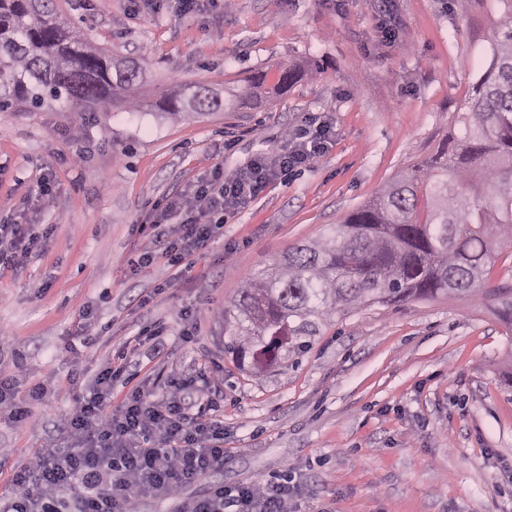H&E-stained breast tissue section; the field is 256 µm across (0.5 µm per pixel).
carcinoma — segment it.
<instances>
[{
  "label": "carcinoma",
  "instance_id": "carcinoma-1",
  "mask_svg": "<svg viewBox=\"0 0 512 512\" xmlns=\"http://www.w3.org/2000/svg\"><path fill=\"white\" fill-rule=\"evenodd\" d=\"M128 63L92 45L52 0H0V112L60 102L78 111L153 107L145 73L124 76ZM248 96L186 83L163 98L158 116L236 112ZM456 121L462 135L452 147L409 165L327 236L248 277L224 310L235 323L225 349L237 362L281 359L335 314L409 299L479 292L512 331V284L492 281L503 247L512 249V4Z\"/></svg>",
  "mask_w": 512,
  "mask_h": 512
}]
</instances>
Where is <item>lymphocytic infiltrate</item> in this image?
I'll use <instances>...</instances> for the list:
<instances>
[{
  "label": "lymphocytic infiltrate",
  "instance_id": "f902f5d3",
  "mask_svg": "<svg viewBox=\"0 0 512 512\" xmlns=\"http://www.w3.org/2000/svg\"><path fill=\"white\" fill-rule=\"evenodd\" d=\"M332 127L309 120L286 133L272 157H256L227 173L216 169L191 189L154 209L139 233L149 247L128 259L131 272L148 273L157 259L186 267L188 258L207 248L228 217L252 203L289 171L322 157ZM48 236L36 225H0V275L16 271L24 258L44 250ZM135 354L125 348L116 362L97 372L90 394L75 395L59 432L39 448L32 467L14 472L0 512H137L141 499H181L179 512H289L296 486L268 482L236 489L213 485L199 498L184 499L185 489L224 463V430L213 417L214 380L207 373L171 377L165 389L138 387L111 405L113 380L126 372ZM22 365L0 366V420L24 426L34 409L54 398L55 389L24 386ZM209 412L193 411L195 402Z\"/></svg>",
  "mask_w": 512,
  "mask_h": 512
}]
</instances>
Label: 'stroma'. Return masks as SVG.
<instances>
[{
    "label": "stroma",
    "mask_w": 512,
    "mask_h": 512,
    "mask_svg": "<svg viewBox=\"0 0 512 512\" xmlns=\"http://www.w3.org/2000/svg\"><path fill=\"white\" fill-rule=\"evenodd\" d=\"M53 3L96 46L142 60L155 101L177 83L241 88L263 74L272 84L287 67L297 76L242 111L178 123L118 107L0 113V206L52 229L45 252L0 278V359L60 391L24 427L0 423V495L70 408L73 321L91 305L99 319L87 329L81 391L156 321L168 327L164 347L140 348L112 384L113 403L177 372L214 378L224 465L189 496L215 482L287 481L300 489L295 512H512V389L502 384L512 335L480 295L335 315L306 351L260 373L224 352V309L248 274L459 135L454 116L474 95L502 0H229L188 15L165 5L135 13L127 0ZM313 115L333 124L326 153L229 219L188 272L161 260L145 277L125 270L149 244L131 228L154 205L208 169L278 153L285 131ZM45 177L55 195L40 209L31 193ZM185 306L202 311L188 344Z\"/></svg>",
    "instance_id": "stroma-1"
}]
</instances>
